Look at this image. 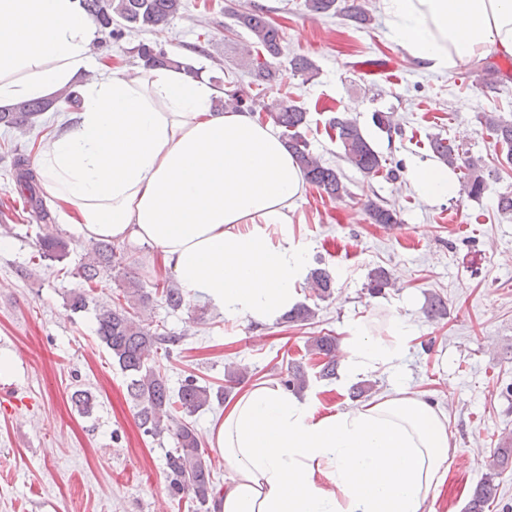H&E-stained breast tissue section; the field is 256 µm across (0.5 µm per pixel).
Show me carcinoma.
Returning a JSON list of instances; mask_svg holds the SVG:
<instances>
[{"instance_id":"1","label":"carcinoma","mask_w":512,"mask_h":512,"mask_svg":"<svg viewBox=\"0 0 512 512\" xmlns=\"http://www.w3.org/2000/svg\"><path fill=\"white\" fill-rule=\"evenodd\" d=\"M88 17L101 29L121 24L125 29L155 30L185 9L183 0H81ZM307 11L317 15H339L359 25L371 21L366 10L355 3L341 0H304ZM237 26L246 29L254 40L255 57L251 61L256 80L271 83L278 79L273 60L282 54L283 37L277 26L263 10L251 9L234 14ZM140 65L145 69L175 68L187 73L192 66L162 47L151 43H140L136 47ZM74 105L78 98L71 90H64L51 98L24 101L14 107L0 109V125L14 129L33 126L35 120L53 110L56 103ZM273 123L282 128V137L301 169L306 181L325 193L329 198L342 201L351 197L339 170L322 164L310 151L304 130L308 125V112L292 101L275 99L262 104ZM482 122L493 134L496 144L506 150L505 161L512 164V120H506L497 112H485ZM328 125L336 132L343 158L351 166L367 176L380 173L386 167L383 158L364 135L358 123L340 113L329 119ZM434 156L452 169L468 171L464 191L471 199H480L487 190V181L481 167L470 157L459 152L447 140L435 137L431 141ZM13 175L21 193L32 209L43 211V197L36 172L29 167L23 153H15L12 161ZM367 214L374 224H396L399 221L396 209L383 203L369 201L365 204ZM69 253L66 240L52 233L40 237L39 256L45 260L60 261ZM122 263L121 254L111 243H92L77 269V275L87 284L70 292L67 301L72 311L82 312L90 303H95L97 335L110 351L127 376V391L137 408L138 425L143 432L160 438L174 431L175 448L166 452L165 475L172 495L189 497L201 509L207 508L214 498L215 487L211 465L203 458L200 441L193 425L187 418L195 415L212 399L211 388L198 384L188 377L175 392L171 391L164 375L149 365L151 356L163 345L177 343L174 336H166L150 328L135 313V306L146 304L149 296L139 282L130 280L123 291L124 301L96 303L91 285L98 284L102 274ZM311 286L321 296L329 293L333 278L328 269L317 267L310 272ZM392 285L389 273L381 268L374 270L369 278L368 290L379 294ZM165 303L172 310L186 305L182 291L172 285L162 287ZM310 351L322 355L325 362L320 377L330 379L336 375V340L332 336H319L309 344ZM491 473L475 488L467 505V512H484L485 506L494 498L496 485Z\"/></svg>"}]
</instances>
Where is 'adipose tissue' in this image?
I'll return each mask as SVG.
<instances>
[{
	"mask_svg": "<svg viewBox=\"0 0 512 512\" xmlns=\"http://www.w3.org/2000/svg\"><path fill=\"white\" fill-rule=\"evenodd\" d=\"M390 40L445 72L512 55V0H380ZM96 29L79 0H0V106L77 85L80 104L44 142L46 193L75 206L84 239L148 244L184 294L228 318L270 323L295 303L306 269L288 226L305 182L281 136L246 111L216 112L220 91L174 69L99 71ZM428 200L455 194L452 169L413 168ZM408 327L355 325L349 374L391 370ZM209 439L228 477L213 512H425L448 475L444 414L404 383L376 401L318 413L264 383L224 412Z\"/></svg>",
	"mask_w": 512,
	"mask_h": 512,
	"instance_id": "1",
	"label": "adipose tissue"
}]
</instances>
